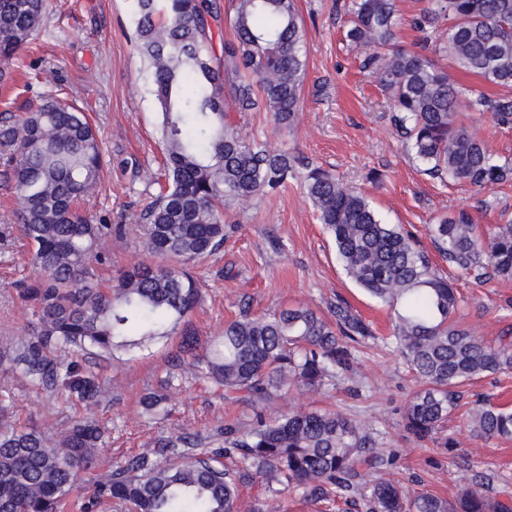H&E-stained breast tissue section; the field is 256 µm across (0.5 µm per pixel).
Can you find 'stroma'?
Returning <instances> with one entry per match:
<instances>
[{
	"instance_id": "obj_1",
	"label": "stroma",
	"mask_w": 512,
	"mask_h": 512,
	"mask_svg": "<svg viewBox=\"0 0 512 512\" xmlns=\"http://www.w3.org/2000/svg\"><path fill=\"white\" fill-rule=\"evenodd\" d=\"M344 2L296 0L307 70L292 129L277 127L267 112L233 115L240 141L265 143L299 162L295 177L277 191L255 197L245 208L225 204L224 222L231 230L224 248L194 266L202 298L191 316L192 326L204 340L245 311L308 306L326 312L339 303L350 305L375 334L359 348L352 380L316 392L290 388L272 402V409H339L371 422L399 454L387 478L409 489L450 498L459 484L484 480L498 499L512 500V440L476 437L467 421L469 406L482 397L512 408V372L464 386L462 407L439 432L454 439V448L416 441L406 430L404 407L420 383L396 347L390 312L337 262L333 240L306 195L303 177L307 167L326 169L364 193L385 222L403 225L430 253L435 247L428 225L456 211L468 212L482 233L512 223V183L479 190L425 174L395 131L386 93L346 36ZM134 29L132 0H45L42 25L22 63L7 83H0V104L9 103L15 114L50 94L88 107L105 165L87 213L90 219L105 218L124 227L122 235L104 245L109 261L101 267L100 278L106 285L147 258L141 214L158 192L153 178L164 155L151 74L131 40ZM17 207L16 195L0 183V339L27 336L31 313L15 288L18 281L38 274L31 263L32 246L14 222ZM437 266L460 299L456 320L490 344L512 334V282L498 280L488 265L476 274L462 273L443 259ZM180 340L175 334L143 349L116 352L101 369L110 392L90 412L64 395L46 398L0 368V418L20 426L50 421L63 429L92 414L106 431L102 453L116 467L162 434L204 435L227 420L249 429L252 407L225 403L204 382L168 391L166 415L143 413L142 396L158 389L168 353ZM240 499L241 512H354L342 502L309 503L298 492L271 496L259 476L241 486Z\"/></svg>"
}]
</instances>
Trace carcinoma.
Segmentation results:
<instances>
[{
  "label": "carcinoma",
  "mask_w": 512,
  "mask_h": 512,
  "mask_svg": "<svg viewBox=\"0 0 512 512\" xmlns=\"http://www.w3.org/2000/svg\"><path fill=\"white\" fill-rule=\"evenodd\" d=\"M234 4V40L218 56L212 0H133L134 39L161 118L165 183L142 214L144 248L156 261L130 267L113 286L99 280L97 265L121 225L93 224L83 208L103 171L88 113L48 97L16 119H0L3 176L20 202L15 223L32 243L39 272L18 288L32 332L0 342V363L49 398L64 389L86 410L97 407L107 386L77 357L109 359L170 335L200 300L189 263L224 246V200L243 205L294 172L288 154L228 133L232 112L264 110L280 127L294 122L306 72L294 0ZM347 12V37L375 64L395 127L427 174L479 188L512 182V160L491 153L461 120L464 112H489L510 125L512 97L477 93L421 52L394 46L395 0H349ZM43 15L44 0H0V77L19 63ZM443 21L448 27L435 52L465 74L512 86V0H429L412 24L424 32ZM304 182L346 274L393 312L397 348L421 382L405 427L417 441L431 440L458 407L460 386L512 370V336L488 345L455 321L453 287L413 236L385 223L365 195L320 167ZM431 233L458 269L473 270L485 256L498 278L512 280V224L483 236L460 210L431 225ZM371 337L369 324L343 304L330 319L307 306L245 313L211 337L202 356L198 337L186 331L160 389L203 381L224 401L256 409L249 429L226 421L206 437L161 435L114 468L99 452L104 431L90 417L58 434L0 420V512H62L79 486L90 490L81 512H100L112 501L128 512H239V487L251 474L274 495L299 490L315 504L343 499L363 512H512L483 486L464 483L448 499L376 476L396 454L363 420L338 410L270 411L281 390L317 391L354 373L356 352ZM468 415L475 436L512 439L511 410L483 398ZM225 458L238 467H224Z\"/></svg>",
  "instance_id": "carcinoma-1"
}]
</instances>
